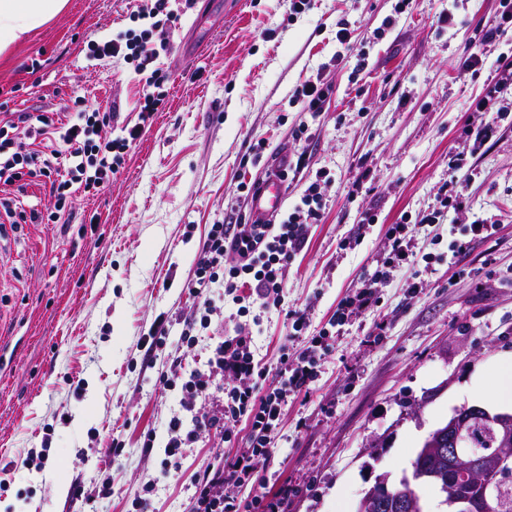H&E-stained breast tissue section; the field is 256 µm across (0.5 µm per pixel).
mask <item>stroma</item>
<instances>
[{"instance_id":"35a3bbf8","label":"stroma","mask_w":512,"mask_h":512,"mask_svg":"<svg viewBox=\"0 0 512 512\" xmlns=\"http://www.w3.org/2000/svg\"><path fill=\"white\" fill-rule=\"evenodd\" d=\"M143 0H69L9 58L0 60V110L88 109L135 117L144 75L118 59L87 56V43L140 28ZM173 18L154 67L168 76L166 103L96 195L76 194L59 224L0 223V512H183L192 475L216 454L246 445L201 434L166 463L164 427L181 390L160 374L186 376L209 356L206 339L251 325L268 383L303 312L319 333L340 299L380 267L391 225L439 206L449 152L470 171L468 206L438 224H419L411 261L381 281L377 305L337 327L308 393L289 397L266 475L295 487L288 512H356L377 474L399 479L425 438L456 409L499 411L484 396L503 354L512 353V99L492 138L475 145L469 106L512 53V30L489 43L481 70L464 71L467 43L499 10V0H170ZM448 15L440 25L439 15ZM348 23L357 56L331 65L336 30ZM331 88L318 116L294 97L311 77ZM287 153L283 210L319 182L323 215L283 278L284 306L241 311L214 291L203 342L186 347L178 318L210 225L230 205L246 206L264 165L252 148ZM368 171L358 193L348 191ZM376 217L360 227L362 212ZM496 224L470 240L475 220ZM359 242H352L355 230ZM467 249L452 255V241ZM419 282L411 293L408 282ZM169 333L155 363L141 339L159 322ZM181 354L171 369L172 354ZM154 432L152 445L144 436ZM124 450L103 472L107 499L73 503L94 472L83 455ZM380 459H372L375 443ZM46 450L43 470L26 465Z\"/></svg>"}]
</instances>
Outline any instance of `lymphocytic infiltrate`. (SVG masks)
I'll return each instance as SVG.
<instances>
[{
  "label": "lymphocytic infiltrate",
  "instance_id": "lymphocytic-infiltrate-1",
  "mask_svg": "<svg viewBox=\"0 0 512 512\" xmlns=\"http://www.w3.org/2000/svg\"><path fill=\"white\" fill-rule=\"evenodd\" d=\"M167 2L154 0L153 5L138 12V19L147 21V28L130 29L104 43L87 45L91 57L120 58L135 71L147 72V89L134 124L116 126L114 113L88 112L78 103L66 114L7 112L0 116V185L37 180L49 185L54 197L52 209L44 212L25 210L15 199L0 197V211L10 223H60L73 193L94 194L119 172L126 150L141 138L165 104L160 87L166 76L148 71L147 66L157 54L153 35L167 24L163 17ZM116 128L121 131L117 137L112 134ZM451 168V179L440 192V210L418 212L416 223L435 224L441 209L465 207L469 175L461 155H453ZM321 210V196L312 185L279 223L211 225L190 283L192 293L200 299L202 316L197 321L187 320V346L197 342L195 328L205 329L210 324L209 295L213 289H223L234 303L262 311L282 306L283 271L306 247L308 227L320 223ZM409 233L408 224L391 226L381 270L338 302L330 326L376 306L377 280L409 261ZM286 317L291 322L290 339H302L303 345L295 351L282 349L276 385L265 383V371L255 359L252 330L246 324L238 325L234 335L213 348L206 369L190 371L181 385L195 398L217 397L218 406L211 414L199 417L193 401L182 402L181 412L172 414L166 425L167 456L195 442L200 433L214 431L227 439L239 422L249 423L246 447L231 455H216L197 469L190 512H286L288 508L292 487L285 482L268 484L259 478L258 468L274 452L273 433L289 397L308 391L314 382L330 336L325 331L306 336V319L299 311H288Z\"/></svg>",
  "mask_w": 512,
  "mask_h": 512
}]
</instances>
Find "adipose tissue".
I'll return each mask as SVG.
<instances>
[{"label": "adipose tissue", "mask_w": 512, "mask_h": 512, "mask_svg": "<svg viewBox=\"0 0 512 512\" xmlns=\"http://www.w3.org/2000/svg\"><path fill=\"white\" fill-rule=\"evenodd\" d=\"M68 0H0V53L60 14Z\"/></svg>", "instance_id": "ef3b65f1"}]
</instances>
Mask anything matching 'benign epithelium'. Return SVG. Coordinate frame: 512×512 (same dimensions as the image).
<instances>
[{"label": "benign epithelium", "instance_id": "benign-epithelium-1", "mask_svg": "<svg viewBox=\"0 0 512 512\" xmlns=\"http://www.w3.org/2000/svg\"><path fill=\"white\" fill-rule=\"evenodd\" d=\"M482 420L496 426L500 448L493 460L464 448L463 441L471 421ZM448 446V482L438 483V494L450 512H489L491 487L512 476V412L492 413L480 406H467L435 429L423 443L426 449ZM466 478L475 492L466 493L456 486L458 477ZM359 512H414L415 501L408 491L389 482L386 474L361 498Z\"/></svg>", "mask_w": 512, "mask_h": 512}]
</instances>
